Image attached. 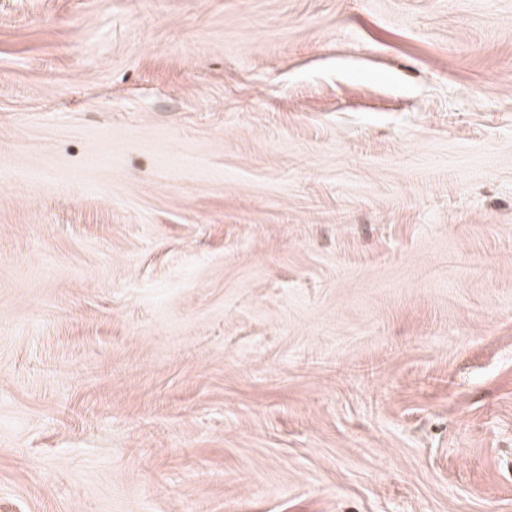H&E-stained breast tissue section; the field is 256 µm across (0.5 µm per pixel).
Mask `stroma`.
I'll use <instances>...</instances> for the list:
<instances>
[{"instance_id":"obj_1","label":"stroma","mask_w":512,"mask_h":512,"mask_svg":"<svg viewBox=\"0 0 512 512\" xmlns=\"http://www.w3.org/2000/svg\"><path fill=\"white\" fill-rule=\"evenodd\" d=\"M0 512H512V0H0Z\"/></svg>"}]
</instances>
